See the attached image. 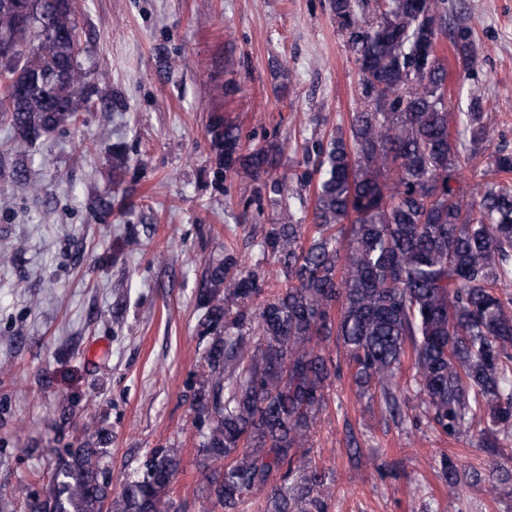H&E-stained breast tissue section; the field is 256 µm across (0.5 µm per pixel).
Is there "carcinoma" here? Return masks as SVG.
Listing matches in <instances>:
<instances>
[{
	"mask_svg": "<svg viewBox=\"0 0 512 512\" xmlns=\"http://www.w3.org/2000/svg\"><path fill=\"white\" fill-rule=\"evenodd\" d=\"M382 2L365 27L363 0H330L366 102L348 131L306 154L307 170H280L277 144L243 152L241 129L221 115L206 127L216 176L257 185L275 207L320 177L311 238L301 224L270 219L264 250L284 287L232 254L205 269L197 331L210 338L209 372L192 409L198 466L210 475L198 512H239L262 493L267 512H328L325 472L304 458L340 375L323 346L333 336L355 385L374 390L392 415L402 416L394 379L409 358L405 390L441 434L455 439L482 422L491 455L512 438V300L499 294L512 276V187L493 180L512 172V154L498 152L480 197L463 202L458 180L472 155L459 149L444 106L445 0ZM76 10V0H0V36L13 48L0 58V122L22 142L90 108ZM452 42L471 58L470 28L454 29ZM481 110L472 95L464 116L474 146L489 137ZM102 457L89 442L66 449L26 512H179L170 489L179 449L152 450L113 496ZM441 474L449 492L463 486L447 456Z\"/></svg>",
	"mask_w": 512,
	"mask_h": 512,
	"instance_id": "obj_1",
	"label": "carcinoma"
}]
</instances>
